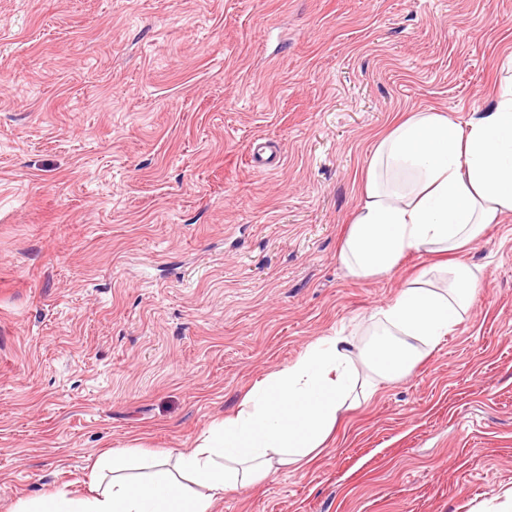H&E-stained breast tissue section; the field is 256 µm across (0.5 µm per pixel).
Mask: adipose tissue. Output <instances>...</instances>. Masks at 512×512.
Returning a JSON list of instances; mask_svg holds the SVG:
<instances>
[{"label":"adipose tissue","instance_id":"adipose-tissue-1","mask_svg":"<svg viewBox=\"0 0 512 512\" xmlns=\"http://www.w3.org/2000/svg\"><path fill=\"white\" fill-rule=\"evenodd\" d=\"M507 213L512 96L464 127L439 112L410 113L375 143L338 258L348 276L372 279L406 253L442 254L447 288L413 281L372 314L365 344L339 333L317 338L256 383L193 448L106 451L90 466L89 495L58 489L18 500L11 512H211L219 496L310 461L346 410L409 376L460 320L484 271L459 253Z\"/></svg>","mask_w":512,"mask_h":512}]
</instances>
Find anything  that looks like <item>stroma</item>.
<instances>
[{"instance_id":"stroma-1","label":"stroma","mask_w":512,"mask_h":512,"mask_svg":"<svg viewBox=\"0 0 512 512\" xmlns=\"http://www.w3.org/2000/svg\"><path fill=\"white\" fill-rule=\"evenodd\" d=\"M511 81L512 0H0V512L86 491L107 450L193 447L317 337L365 340L430 263H339L377 135L467 125ZM464 257L486 276L414 372L212 512H501L512 215Z\"/></svg>"}]
</instances>
